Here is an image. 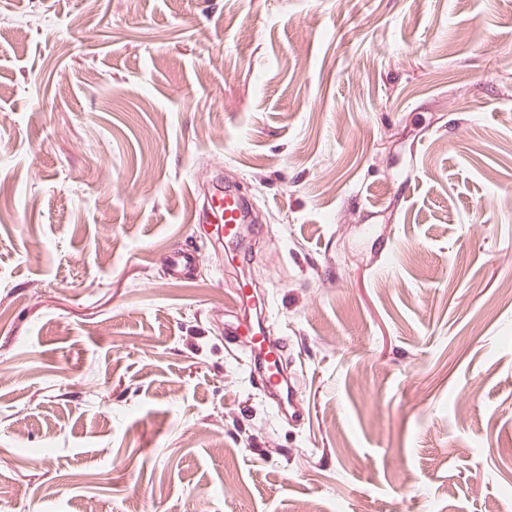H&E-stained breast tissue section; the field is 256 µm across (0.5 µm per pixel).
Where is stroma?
<instances>
[{"label": "stroma", "instance_id": "1", "mask_svg": "<svg viewBox=\"0 0 512 512\" xmlns=\"http://www.w3.org/2000/svg\"><path fill=\"white\" fill-rule=\"evenodd\" d=\"M397 498L512 512V0H0V512ZM207 209L224 224L225 250L237 247L240 237L237 232L238 224L250 223L249 203L237 190L224 188L222 184L215 188L207 201ZM199 261L200 256L193 250L174 252L167 265L168 276L175 280L184 279ZM243 329L251 336H261V340L256 344L252 351L253 369L257 375L262 389L272 395L280 409L284 411V407H288V415L292 417L291 410L293 409V391L288 384V388L282 385L281 378H277L276 363L280 362L278 351L275 347L266 346V338L259 334L252 324L241 325L238 324L232 327V334L237 335L239 330ZM267 352V354H265ZM272 356L271 359L268 357ZM275 369V372L271 370Z\"/></svg>", "mask_w": 512, "mask_h": 512}]
</instances>
